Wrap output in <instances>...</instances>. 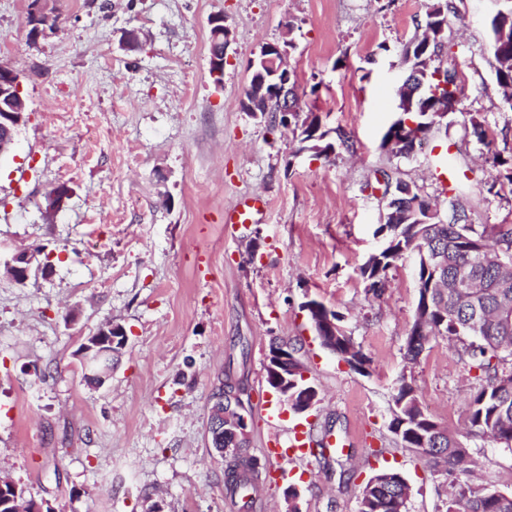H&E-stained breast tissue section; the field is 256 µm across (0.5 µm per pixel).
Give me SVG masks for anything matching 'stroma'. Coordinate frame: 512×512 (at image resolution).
<instances>
[{"label": "stroma", "instance_id": "obj_1", "mask_svg": "<svg viewBox=\"0 0 512 512\" xmlns=\"http://www.w3.org/2000/svg\"><path fill=\"white\" fill-rule=\"evenodd\" d=\"M431 2L50 0L57 23L36 34L29 0H0V64L19 72L28 103L0 159V264L39 246L53 266L23 284L0 268V477L53 512H244L209 445L210 398L232 369L246 388L248 450L266 460L267 442L302 421L266 383L280 338L299 346L320 392L313 421L343 447L280 461L251 512H358L381 469L407 480L408 512H445L450 481L390 432L393 397L410 383L434 421L465 431L468 371L440 336L417 362L405 357L416 254L388 271L381 295L359 274L382 245L380 169L420 187L440 219L454 187L473 223L512 224V194L488 191L493 153L512 155V110L490 66L488 21L503 0H456L437 65L466 95L447 129L408 157L381 147L398 117L401 44ZM217 15L233 31L219 84ZM287 35L301 115L350 140L331 158L241 106L251 58ZM473 116L491 145L473 135ZM254 196L268 202L262 217L225 223ZM310 299L343 314L366 372L321 346L302 309ZM108 322L128 342L97 387L78 349ZM473 453L479 483L512 488L511 449L489 438Z\"/></svg>", "mask_w": 512, "mask_h": 512}]
</instances>
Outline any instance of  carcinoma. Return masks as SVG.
I'll list each match as a JSON object with an SVG mask.
<instances>
[{
  "instance_id": "carcinoma-1",
  "label": "carcinoma",
  "mask_w": 512,
  "mask_h": 512,
  "mask_svg": "<svg viewBox=\"0 0 512 512\" xmlns=\"http://www.w3.org/2000/svg\"><path fill=\"white\" fill-rule=\"evenodd\" d=\"M455 0H434L428 7L424 31L402 44L404 61L417 72L415 81L423 84L421 92L403 103L410 107L404 118L411 126L391 125L383 135L396 140L389 153L407 156L415 147L428 140L434 123L444 119L441 107L459 103L465 95L462 82L434 75L441 69L434 65L448 44L449 18L457 16ZM492 62L495 79L502 88L511 90L512 99V7L498 12L490 21ZM277 78L272 69L257 63L242 107L247 112H275L278 97ZM290 124L298 127L300 150L329 158L346 140L328 139L320 130V120L308 116L299 121V113L290 116ZM499 176L491 187L509 190L512 194V157H492ZM395 189L403 193L406 206L396 210L385 204L383 223L377 233L386 238V251L380 259L360 268L367 291L378 294L385 287L388 270L405 253L417 252V282L441 283L439 288L418 291L414 317L406 341L405 358L416 361L431 339L441 336L461 341L459 359L469 370L478 372L479 388L469 403V429L461 436L453 435L426 416L414 388L404 382L394 396L395 410L389 424L401 446L427 459L435 472L451 477L453 489L446 512H512V493L507 494L474 483L475 460L471 445L492 437L506 447H512V316L504 309L512 302V224H442L433 222L429 214L430 201L420 189L399 178ZM484 247L492 261L487 266L472 269L475 285L458 290L448 287V278L456 266L470 259L471 250ZM448 256V264L436 267L434 256ZM336 323V356L348 361L362 372L369 363L361 349L356 358L346 359L345 353L354 347L343 326L344 316L327 307ZM225 380L215 391L224 397V405L243 408L244 389L224 372ZM259 463L243 448L230 461L225 472L224 486L231 496H245L258 489ZM409 493L393 488L376 489L371 498L362 499L358 512H406Z\"/></svg>"
}]
</instances>
